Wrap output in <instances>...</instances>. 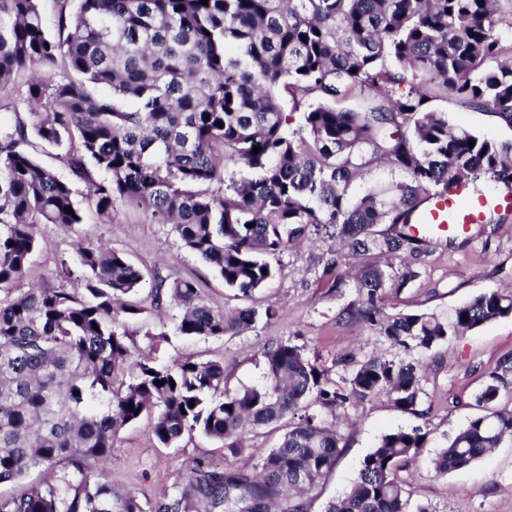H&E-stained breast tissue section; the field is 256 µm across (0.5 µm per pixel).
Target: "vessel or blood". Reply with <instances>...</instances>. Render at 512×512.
I'll list each match as a JSON object with an SVG mask.
<instances>
[{
  "label": "vessel or blood",
  "mask_w": 512,
  "mask_h": 512,
  "mask_svg": "<svg viewBox=\"0 0 512 512\" xmlns=\"http://www.w3.org/2000/svg\"><path fill=\"white\" fill-rule=\"evenodd\" d=\"M512 210V195H474L467 184H458L448 195L437 196L413 219L414 232L435 228L451 234L467 232L482 223L489 211Z\"/></svg>",
  "instance_id": "b4317fda"
}]
</instances>
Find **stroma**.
<instances>
[{
    "label": "stroma",
    "mask_w": 512,
    "mask_h": 512,
    "mask_svg": "<svg viewBox=\"0 0 512 512\" xmlns=\"http://www.w3.org/2000/svg\"><path fill=\"white\" fill-rule=\"evenodd\" d=\"M451 123L469 128L496 141H512V128L495 115L475 109L456 97L436 100ZM103 242L124 255L145 274L136 299L144 311L127 319L128 343L132 351L150 354L156 363L172 358L216 359L224 364L230 390L258 385L263 380L262 348L289 341L303 346L312 362L330 380L343 370L337 357L351 353L356 359L372 351L389 352L388 343L369 336L361 325L341 319V311L357 298L351 279L353 269L376 262V255L354 256L339 240L324 237L292 247L279 257V271L266 287L252 297L235 296L211 265L182 247L168 224H150L141 213L124 210L117 224L102 223L91 208L83 210V222L70 230L56 225L41 228L39 244L26 268L18 290L49 283L58 257L71 254L76 235ZM448 235H430L425 255H403L394 267L412 265L418 278L391 296L393 311L443 313L491 289L512 286V214L498 224H474L466 234L448 244ZM168 279L198 281L204 299L214 307H274L271 319H259L238 336L221 339L189 338L176 331L177 310L165 305L163 312L152 306L153 272ZM512 358V316L500 318L466 336L436 346L422 355L420 418L396 409L392 402L376 397L349 409L354 424L348 428V446L336 468L310 494L311 512H323L326 504L352 486L363 458L379 438L390 431L421 427L429 447L422 457L402 471L412 505L429 512H512V444H504L479 458L472 466L437 474L431 464L434 450L446 444L459 429L482 415L476 394L504 358ZM152 420L143 417L127 426L115 441L103 468L114 488L137 496L145 512L157 504L176 483L182 482L194 461L211 466L226 465L222 442L200 434L184 436L173 447H163L152 436Z\"/></svg>",
    "instance_id": "stroma-1"
}]
</instances>
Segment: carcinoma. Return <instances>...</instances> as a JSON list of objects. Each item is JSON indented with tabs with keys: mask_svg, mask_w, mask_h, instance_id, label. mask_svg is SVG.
<instances>
[{
	"mask_svg": "<svg viewBox=\"0 0 512 512\" xmlns=\"http://www.w3.org/2000/svg\"><path fill=\"white\" fill-rule=\"evenodd\" d=\"M498 2L56 0L53 35L40 0H0V99L20 98L30 116L0 130V484L45 472L0 494V512H144L97 471L145 413L160 444L197 431L224 441L233 457L249 452L248 432L288 421L256 471L200 462L160 512H309L306 494L348 446L322 411L386 396L427 416L412 358L342 356L347 375L330 383L303 347L276 343L263 348L264 383L231 394L219 361L134 356L123 319L142 313L129 297L144 273L102 244L81 241L60 256L46 287L13 288L42 225L82 223L77 181L103 222L118 224L132 208L172 225L243 297L273 278L272 261L313 235L334 236L355 256L425 252L408 219L430 196L460 181L478 195L490 182L512 192V141L454 126L433 105L453 93L512 128V46L499 41L507 20ZM285 99L302 112L305 134L288 135ZM352 99L361 110L342 106ZM33 138L66 148L71 178L36 160ZM379 164L407 179L352 200L351 187ZM231 169L248 176L228 182ZM154 277V302L180 310L183 336H236L274 316L270 307L214 308L196 282ZM417 277L409 265L354 269L357 300L341 316L420 353L512 316L510 289L448 313L389 310V296ZM503 392L512 393V358L476 396L487 413L436 454L437 474L512 443V412L490 409ZM426 447L419 427L384 434L324 512H427L409 510L399 476Z\"/></svg>",
	"mask_w": 512,
	"mask_h": 512,
	"instance_id": "obj_1",
	"label": "carcinoma"
}]
</instances>
